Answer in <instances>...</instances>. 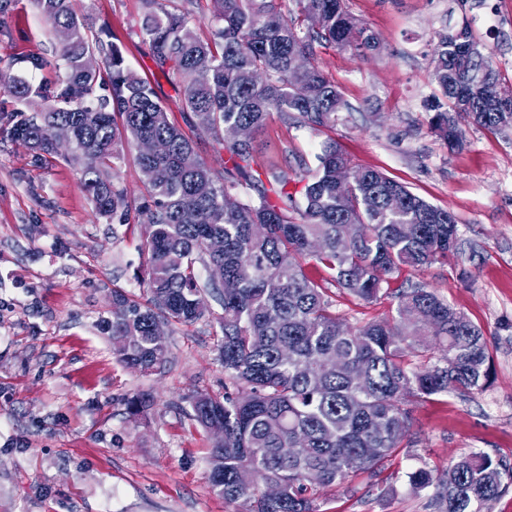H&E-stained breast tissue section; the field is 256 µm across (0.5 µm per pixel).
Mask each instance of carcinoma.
Listing matches in <instances>:
<instances>
[{
  "label": "carcinoma",
  "instance_id": "1",
  "mask_svg": "<svg viewBox=\"0 0 512 512\" xmlns=\"http://www.w3.org/2000/svg\"><path fill=\"white\" fill-rule=\"evenodd\" d=\"M211 2L210 40L192 31L186 12L167 11L159 0H143L139 30L152 61L171 71L199 126L224 148V179L120 51L87 27L75 0H36L47 22L66 31L57 51L65 78L35 114L16 112L9 134L46 159L59 155L54 130L69 128L98 213L143 227L150 299L143 304L114 288L104 320L120 362L141 372L163 368L167 338L154 335V326L193 324L204 316L197 311L202 294L219 296L224 398L199 392L191 404L203 428L224 425L208 459L212 486L248 512H318L320 489L359 474L375 486L387 462L413 447L410 399L485 389L491 354L480 327L409 280L392 290L391 319L352 323L337 311L340 297L371 304L402 268L448 256L457 241L454 214L380 171L349 167L331 140L316 155L315 174L290 192L288 173L252 168L251 141L224 138L228 129L256 131L273 111L314 131L333 126L349 105L321 69L316 45L360 54L376 46L375 36L345 0H296L295 18L279 0ZM96 51L109 59L106 81L87 67ZM433 63L445 102H432V125L448 149L464 145L470 125L512 131V88L469 26L437 34ZM485 84L502 98L486 99ZM102 85L109 95L97 94ZM0 87L22 99L31 94L1 68ZM145 140L166 149L144 155ZM132 151L147 191L136 208L118 175ZM339 166L351 174L343 185ZM243 183L256 197H238ZM307 259L326 276H308ZM198 262L220 270L221 284L200 281ZM355 368L366 372L361 385ZM296 440V452L282 455ZM448 469L450 482L425 464L412 469L404 489L428 494L435 512H492L512 483V468L481 451L450 459ZM263 483L276 484L279 498L266 499Z\"/></svg>",
  "mask_w": 512,
  "mask_h": 512
}]
</instances>
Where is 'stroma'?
<instances>
[{"instance_id": "obj_1", "label": "stroma", "mask_w": 512, "mask_h": 512, "mask_svg": "<svg viewBox=\"0 0 512 512\" xmlns=\"http://www.w3.org/2000/svg\"><path fill=\"white\" fill-rule=\"evenodd\" d=\"M377 39L365 54L318 48L320 64L350 105L322 133L272 114L253 142V167L288 174L315 168L326 139L353 168L406 185L457 218L448 259L402 277L435 291L480 327L493 377L468 397L413 401L418 443L381 475L358 476L354 493L329 487L319 512H434L426 495L403 489L421 464L484 451L512 465V134L472 126L449 150L431 128L436 94L432 58L446 24L469 25L505 83H512V0H346ZM94 33L122 52L151 83L170 120L216 174L224 151L199 131L167 71L151 60L138 23L142 0H80ZM58 38L34 0H11L0 15V68L54 91L62 70L33 69L53 59ZM0 90V512H241L209 481L208 431L191 417L199 391L224 393L218 357L223 311L167 329L169 362L158 372L127 368L112 353L104 320L112 291L147 301L142 228L100 216L81 186L72 152L40 162L5 127L13 111L40 109ZM153 406L133 414V397Z\"/></svg>"}]
</instances>
